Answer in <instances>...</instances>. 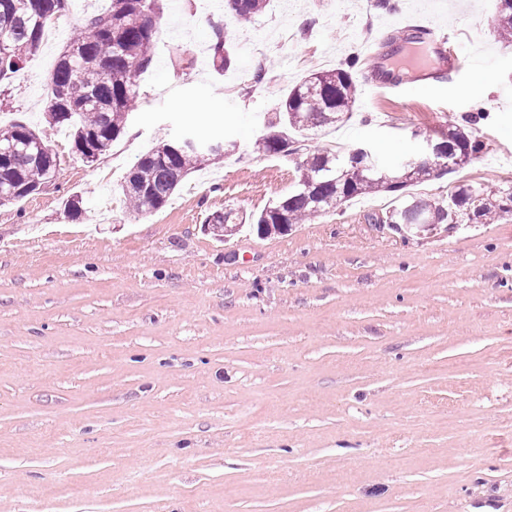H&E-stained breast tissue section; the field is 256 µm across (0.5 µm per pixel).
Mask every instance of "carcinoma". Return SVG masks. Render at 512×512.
I'll list each match as a JSON object with an SVG mask.
<instances>
[{
    "label": "carcinoma",
    "instance_id": "cac0c4a2",
    "mask_svg": "<svg viewBox=\"0 0 512 512\" xmlns=\"http://www.w3.org/2000/svg\"><path fill=\"white\" fill-rule=\"evenodd\" d=\"M159 0H110L108 9L84 20L82 30L67 46H77L75 58L60 54L52 73L46 107L49 123L70 130L74 148L95 161L116 141L137 108L140 76L151 66ZM269 0H227L229 12L246 24L264 12ZM68 0H0V82L12 78L35 55L43 41L48 22L62 16ZM497 38L512 42V0H496L493 24ZM212 66L222 73L234 57L225 28L213 27L210 42ZM357 61L330 71L309 74L293 87L277 111L268 118L265 133L254 142L258 152L276 155L291 132L301 131L296 117L301 115L311 128L334 126L347 118L357 102L353 70ZM7 140L0 147V206L35 193L57 172L56 155L41 148L39 133L22 123L2 129ZM484 143L473 133L457 126L436 143L424 161L422 176L403 185H394L399 162L367 158L364 152L345 153L319 150L301 162V176L291 193L268 204L251 219L258 234L270 231L265 224H277L280 212L288 213L287 224H301L336 209L361 196L380 192L396 193L403 199L400 208L378 224L396 230L412 225L415 214L432 224H489L512 216L506 189L482 185H461L446 200L417 198L408 188L431 178H442L476 159ZM219 153L203 154L192 146L170 141L142 155L129 170L122 186L124 201L136 213H149L165 205L184 179Z\"/></svg>",
    "mask_w": 512,
    "mask_h": 512
}]
</instances>
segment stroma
<instances>
[{"instance_id": "1", "label": "stroma", "mask_w": 512, "mask_h": 512, "mask_svg": "<svg viewBox=\"0 0 512 512\" xmlns=\"http://www.w3.org/2000/svg\"><path fill=\"white\" fill-rule=\"evenodd\" d=\"M410 3L449 30L464 77L369 89L362 47L400 25L370 0H270L243 27L224 0H162L138 107L94 162L45 121L62 43L0 83V123L35 128L59 161L54 185L0 206V512H512V217L407 235L379 224L399 204L382 192L269 237L206 228L286 196L301 154L392 160L478 111L479 157L411 192L512 182L495 0ZM217 23L234 56L221 75ZM352 56L351 119L299 135L297 156L253 151L314 60ZM190 131L238 149L162 208L127 211L126 172ZM212 66L218 73L230 68L234 57L231 50L230 39L222 26L213 27V35L210 42Z\"/></svg>"}]
</instances>
